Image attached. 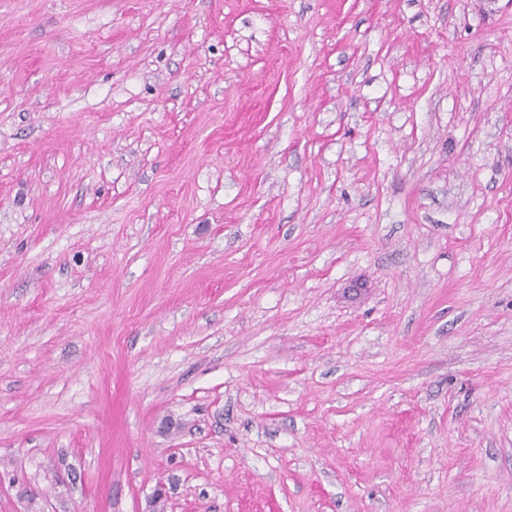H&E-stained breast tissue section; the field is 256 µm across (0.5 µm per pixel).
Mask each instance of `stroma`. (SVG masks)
<instances>
[{
    "label": "stroma",
    "instance_id": "obj_1",
    "mask_svg": "<svg viewBox=\"0 0 512 512\" xmlns=\"http://www.w3.org/2000/svg\"><path fill=\"white\" fill-rule=\"evenodd\" d=\"M512 512V0H0V512Z\"/></svg>",
    "mask_w": 512,
    "mask_h": 512
}]
</instances>
